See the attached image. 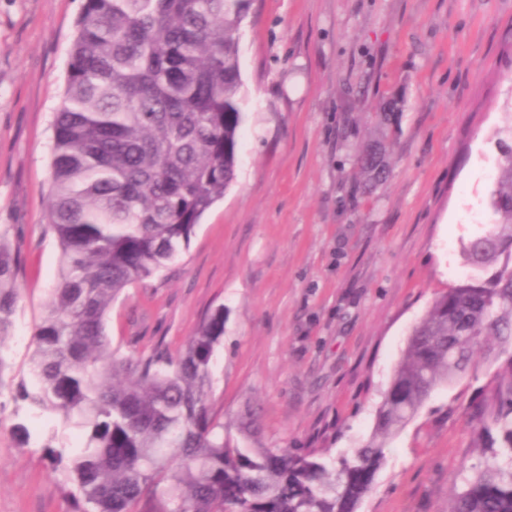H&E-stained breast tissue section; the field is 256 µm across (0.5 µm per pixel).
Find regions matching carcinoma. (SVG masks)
Here are the masks:
<instances>
[{"label":"carcinoma","instance_id":"1","mask_svg":"<svg viewBox=\"0 0 512 512\" xmlns=\"http://www.w3.org/2000/svg\"><path fill=\"white\" fill-rule=\"evenodd\" d=\"M249 0H84L54 112L46 227L59 245V282L32 339L18 397L85 431L71 450L52 432L46 458L65 472L73 512H356L385 440L436 388L463 374L486 336L508 354L507 377L471 411L477 435H500L484 465L461 462L448 512H512V125L490 194V229L463 252L477 278L448 289L413 327L351 455L255 447L224 436L209 390L224 307L176 353L137 358L112 348L106 318L125 288L166 270L236 175L245 119L239 31ZM387 102L378 126L396 125ZM386 142L360 147L365 186L388 177ZM20 257L0 233V389L20 302Z\"/></svg>","mask_w":512,"mask_h":512}]
</instances>
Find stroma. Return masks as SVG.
<instances>
[{
	"label": "stroma",
	"instance_id": "stroma-1",
	"mask_svg": "<svg viewBox=\"0 0 512 512\" xmlns=\"http://www.w3.org/2000/svg\"><path fill=\"white\" fill-rule=\"evenodd\" d=\"M83 0H0V232L24 263L0 389V512H70L43 457L51 427L14 398L59 275L45 234L51 117L65 88ZM245 121L237 177L188 249L129 286L107 319L135 357L178 350L224 309L211 411L237 438L351 454L408 335L449 288L471 282L462 241L486 229L497 131L512 120V0H251L241 28ZM400 103L390 174L362 192L354 155L381 103ZM503 360L479 358L387 439L358 512H448L459 464L481 462L467 419Z\"/></svg>",
	"mask_w": 512,
	"mask_h": 512
}]
</instances>
